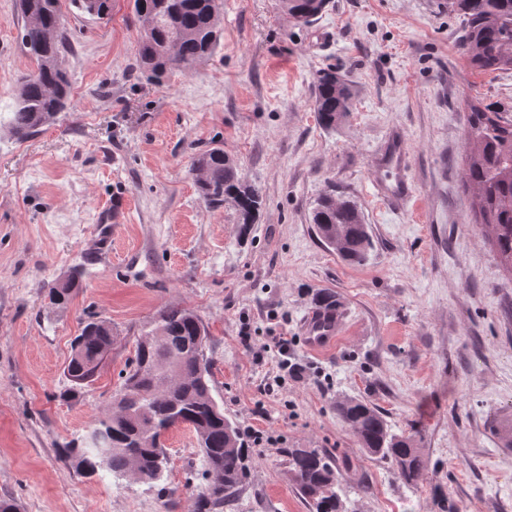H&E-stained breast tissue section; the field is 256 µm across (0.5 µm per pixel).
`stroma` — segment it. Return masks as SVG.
<instances>
[{"mask_svg": "<svg viewBox=\"0 0 512 512\" xmlns=\"http://www.w3.org/2000/svg\"><path fill=\"white\" fill-rule=\"evenodd\" d=\"M70 100L41 131L8 120L22 76L18 0H0V498L19 512H197L206 485L192 430L164 437L159 480L87 474L61 457L83 445L163 307L193 310L208 332L212 394L249 447L248 478L227 512H309L288 451L338 463L347 512H512V275L475 222L462 177L471 97L512 108V72H481L458 46L445 0H330L311 25L280 0H222L212 57L162 82L137 70L132 0L98 20L67 9ZM333 69L351 108L333 129L313 79ZM412 195L391 207L375 185L392 134ZM221 144L263 200L255 224L200 198L195 150ZM370 227L352 265L312 222L327 191ZM123 202L112 249L91 247L101 211ZM78 272L66 305L47 286ZM341 330L316 351L304 322L320 295ZM109 321L112 349L78 397L65 367L87 321ZM288 337L302 379L280 369ZM264 348L263 362L253 351ZM364 400L415 435L427 467L404 485L336 415ZM264 442L254 445L252 431Z\"/></svg>", "mask_w": 512, "mask_h": 512, "instance_id": "35a3bbf8", "label": "stroma"}]
</instances>
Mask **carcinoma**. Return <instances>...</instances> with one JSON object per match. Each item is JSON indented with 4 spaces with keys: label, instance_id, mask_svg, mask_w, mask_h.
I'll return each mask as SVG.
<instances>
[{
    "label": "carcinoma",
    "instance_id": "cac0c4a2",
    "mask_svg": "<svg viewBox=\"0 0 512 512\" xmlns=\"http://www.w3.org/2000/svg\"><path fill=\"white\" fill-rule=\"evenodd\" d=\"M93 17L112 12V0H70ZM329 0H288V15L302 25ZM24 18L21 42L36 68L19 82L9 126L18 138L34 135L68 106L70 82L62 49L66 36L62 0H20ZM143 29L137 68L149 81L169 71L187 69L205 60L219 39L220 0H134ZM448 11L461 19L460 47L469 63L483 71L512 70V0H448ZM314 106L320 124L331 129L350 108L348 87L331 70H320L313 81ZM466 165L463 176L473 190V208L484 236L500 263L512 273V111L466 100ZM200 196L212 208L233 205L244 224H252L262 204L258 190L243 182L224 149L213 146L194 154ZM320 239L343 259L361 264L372 249V236L357 207L331 194L324 195L312 216ZM76 279L71 276L49 288L53 303H67ZM156 326L169 339L172 355L162 360L158 345L140 339L135 357L123 376L126 403L110 402L91 429L85 447L65 448L63 454L88 474L106 468L125 476L138 467L148 480L161 477L167 458L157 434L175 427V419L191 428L203 454L207 485L199 495V512H224L247 476L248 449L239 441L224 408H215L208 358L198 367L196 340L206 341L199 317L188 308L165 307ZM112 345V326L105 320L87 323L72 344L65 373L74 398L96 375L102 350ZM340 421L355 432L362 448L390 463L397 479L415 486L425 470L414 440L393 431L375 406L355 398L336 405ZM292 480L311 512H344L335 460L317 448L288 452Z\"/></svg>",
    "mask_w": 512,
    "mask_h": 512
}]
</instances>
